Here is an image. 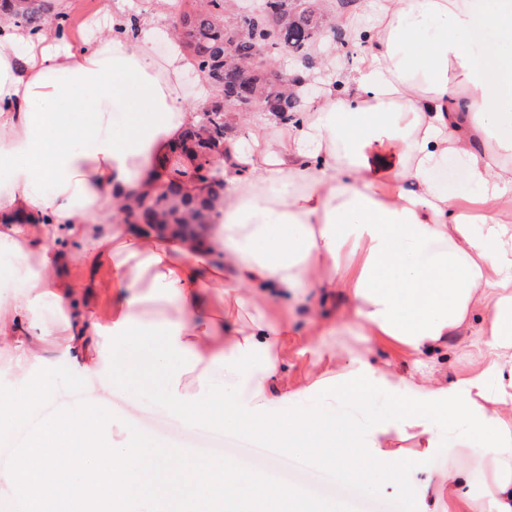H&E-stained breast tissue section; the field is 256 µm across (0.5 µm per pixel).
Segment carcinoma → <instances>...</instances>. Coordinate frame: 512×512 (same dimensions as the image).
Listing matches in <instances>:
<instances>
[{"label": "carcinoma", "instance_id": "1", "mask_svg": "<svg viewBox=\"0 0 512 512\" xmlns=\"http://www.w3.org/2000/svg\"><path fill=\"white\" fill-rule=\"evenodd\" d=\"M190 2V8L173 14L172 27L192 67L216 94L187 130L179 155L171 160L167 182L125 215L128 224L208 223L207 211L224 198V179L213 174L209 157L224 151L233 131L231 114L258 105L275 120L286 122L288 114L299 110L297 99L288 94V75L255 61L299 56L313 65L311 50L325 25L320 0H256L229 19L227 0ZM0 15L16 18L32 30L70 18L59 0H0ZM187 181L200 184L201 194H185Z\"/></svg>", "mask_w": 512, "mask_h": 512}]
</instances>
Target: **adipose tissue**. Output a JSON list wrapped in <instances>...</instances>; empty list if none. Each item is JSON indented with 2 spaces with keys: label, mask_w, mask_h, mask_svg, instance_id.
Wrapping results in <instances>:
<instances>
[{
  "label": "adipose tissue",
  "mask_w": 512,
  "mask_h": 512,
  "mask_svg": "<svg viewBox=\"0 0 512 512\" xmlns=\"http://www.w3.org/2000/svg\"><path fill=\"white\" fill-rule=\"evenodd\" d=\"M158 2L138 38L116 15L78 51L56 27L0 18V249L15 267L0 386L48 349L86 374L159 369L172 413L310 449L349 481L381 474L412 512H473L469 476L436 479L425 462L458 445L491 456V512H512V0H377L371 16H340L343 40L366 51L346 64L329 45L293 72L300 110L280 127L243 115L251 144H227L214 166L224 199L194 235L108 219L167 180L197 121L178 39L161 60L150 46L176 4ZM452 156L477 211L434 177ZM74 258L96 278L73 281ZM302 288L343 289L355 327L392 341L411 372L368 350L280 386L288 324L267 307ZM469 330L484 367L441 378L449 336ZM118 339L133 346L117 364ZM379 398L387 409L372 412ZM408 439L403 461L393 444Z\"/></svg>",
  "instance_id": "ef3b65f1"
}]
</instances>
